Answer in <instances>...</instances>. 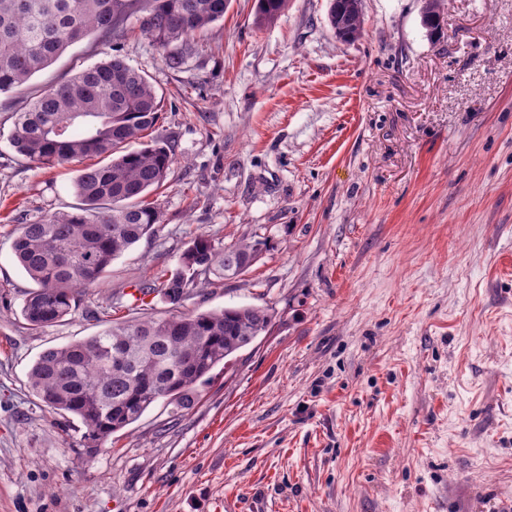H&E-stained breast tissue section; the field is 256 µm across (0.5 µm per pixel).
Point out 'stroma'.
Instances as JSON below:
<instances>
[{"label": "stroma", "mask_w": 512, "mask_h": 512, "mask_svg": "<svg viewBox=\"0 0 512 512\" xmlns=\"http://www.w3.org/2000/svg\"><path fill=\"white\" fill-rule=\"evenodd\" d=\"M425 4L362 0L346 42L330 0L263 27L229 0L181 70L131 27L0 95V512H512V0H443L436 34ZM106 54L163 101L162 224L35 332L12 239L77 204L78 166L20 160L14 114ZM202 234L268 248L182 312L267 305L269 331L91 451L33 362L106 329L112 297L140 317L131 288Z\"/></svg>", "instance_id": "obj_1"}]
</instances>
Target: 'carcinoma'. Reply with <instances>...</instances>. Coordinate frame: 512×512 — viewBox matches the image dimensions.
Returning a JSON list of instances; mask_svg holds the SVG:
<instances>
[{
  "label": "carcinoma",
  "instance_id": "obj_1",
  "mask_svg": "<svg viewBox=\"0 0 512 512\" xmlns=\"http://www.w3.org/2000/svg\"><path fill=\"white\" fill-rule=\"evenodd\" d=\"M287 0H258L255 23L273 22ZM228 0H0V94L28 82L70 46L93 36L107 44L125 34L133 17L162 50L168 68L192 54L190 37L224 19ZM336 37L362 32L360 0H331ZM161 98L139 69L114 55L43 88L16 113L9 136L23 159L62 165L106 156L75 180L78 203L18 228L13 254L35 284L22 315L33 330L60 322L82 290L112 262L158 231L160 212L146 201L160 189L174 161L156 141L129 151L158 120ZM262 240L230 245L197 236L179 265L139 286L177 308L197 288L247 273ZM274 320L269 306H238L168 318L114 322L96 336L43 351L29 371V387L47 407L77 417L84 440L100 448L164 400L177 412L219 364L250 345Z\"/></svg>",
  "mask_w": 512,
  "mask_h": 512
}]
</instances>
